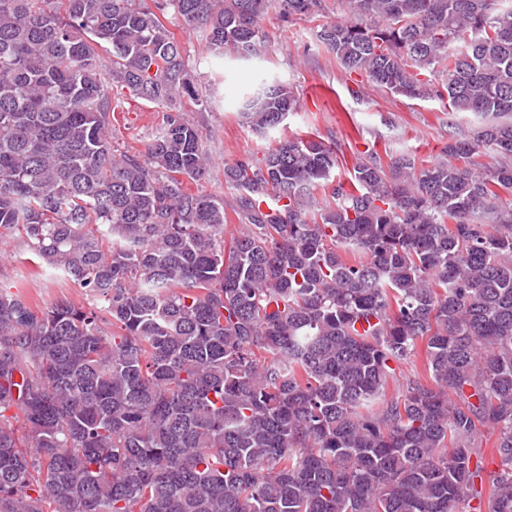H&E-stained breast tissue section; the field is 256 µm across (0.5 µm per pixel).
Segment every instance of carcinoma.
Returning a JSON list of instances; mask_svg holds the SVG:
<instances>
[{
	"instance_id": "cac0c4a2",
	"label": "carcinoma",
	"mask_w": 512,
	"mask_h": 512,
	"mask_svg": "<svg viewBox=\"0 0 512 512\" xmlns=\"http://www.w3.org/2000/svg\"><path fill=\"white\" fill-rule=\"evenodd\" d=\"M0 0V240L88 300L0 288V512H512V0ZM348 73L487 123L434 161L283 136L208 175L209 59L270 10ZM164 109L112 145V89ZM262 72L240 116L298 110ZM491 155L493 162L479 158ZM424 345L426 378L387 395ZM497 434L498 470L474 442ZM477 505H471L472 501ZM166 20L162 19L163 23L171 30H175L178 33L180 41L184 48L186 49L187 55L190 56L191 62L193 65L196 64V68L198 72H207L210 69V63L205 60V54L202 51V46L200 44L199 37L196 34L189 32H181L177 27L173 26L175 20L172 19L171 15H166Z\"/></svg>"
}]
</instances>
